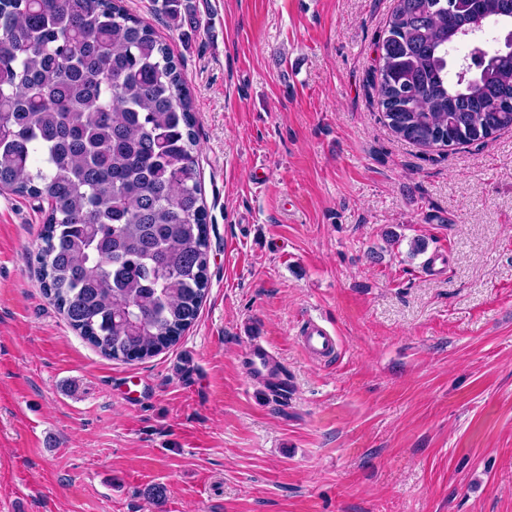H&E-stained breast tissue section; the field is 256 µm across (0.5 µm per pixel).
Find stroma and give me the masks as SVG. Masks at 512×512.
<instances>
[{
	"instance_id": "stroma-1",
	"label": "stroma",
	"mask_w": 512,
	"mask_h": 512,
	"mask_svg": "<svg viewBox=\"0 0 512 512\" xmlns=\"http://www.w3.org/2000/svg\"><path fill=\"white\" fill-rule=\"evenodd\" d=\"M192 4L175 28L125 0L191 92L206 297L169 349L103 356L29 260L45 212L0 192V512H512V129L392 133L372 80L394 0ZM249 320L282 382L247 379ZM300 343L313 357L326 358L336 349V337L323 325L308 319L299 332Z\"/></svg>"
}]
</instances>
